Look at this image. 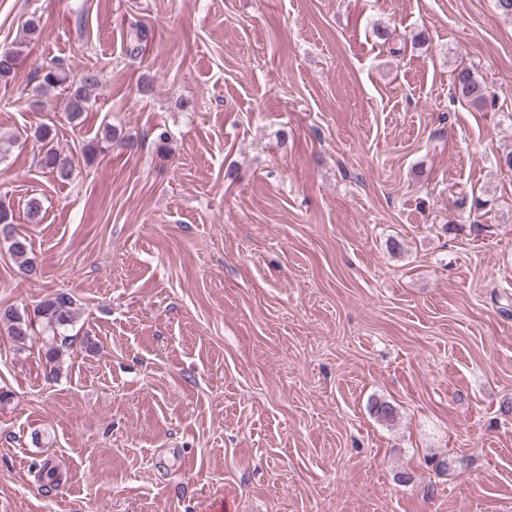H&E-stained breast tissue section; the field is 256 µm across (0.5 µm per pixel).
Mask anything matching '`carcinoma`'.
I'll use <instances>...</instances> for the list:
<instances>
[{"label":"carcinoma","mask_w":512,"mask_h":512,"mask_svg":"<svg viewBox=\"0 0 512 512\" xmlns=\"http://www.w3.org/2000/svg\"><path fill=\"white\" fill-rule=\"evenodd\" d=\"M23 50L0 49V82L11 80L20 65ZM39 84L34 88V96L41 97L51 90L59 89L63 96L67 117L74 122L89 108L92 93L99 87V72L88 69L72 77L61 65L44 69L38 75ZM451 88L456 98H461L473 108L481 110L489 102L487 87L478 80L468 67L457 68L451 77ZM35 137L41 143L40 165L61 182L72 175L71 161L53 144L52 130L41 125L35 130ZM0 234L9 241V251L18 264L19 270L27 275H36V267L29 257L30 244L25 235L16 231L13 216L0 202ZM73 299L66 292H57L47 296L33 311H20L14 307L0 310V323L6 326L8 334L15 342L23 345L36 335V328L47 337L56 338L60 329L73 322ZM373 415L382 423L391 424L397 419V410L389 402L376 401L371 406Z\"/></svg>","instance_id":"obj_1"}]
</instances>
